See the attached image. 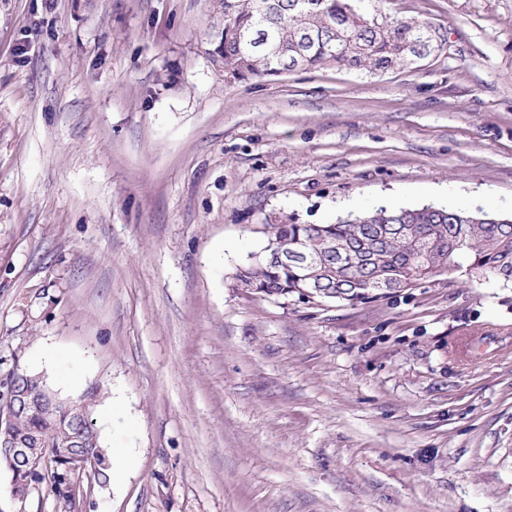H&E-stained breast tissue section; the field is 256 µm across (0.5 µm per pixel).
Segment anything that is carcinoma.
Returning a JSON list of instances; mask_svg holds the SVG:
<instances>
[{"instance_id":"obj_1","label":"carcinoma","mask_w":512,"mask_h":512,"mask_svg":"<svg viewBox=\"0 0 512 512\" xmlns=\"http://www.w3.org/2000/svg\"><path fill=\"white\" fill-rule=\"evenodd\" d=\"M219 0L224 17V74L235 80L274 75L273 52L302 70L337 69L382 75L415 65L430 55L425 37L435 31L426 20L392 19L373 23L355 0H310L313 7L297 8L298 0ZM268 240L300 249L316 261L314 288L303 281L305 272L292 264L273 265L264 260L238 270L245 288L269 297L304 295L339 299L352 305L381 297L377 282L406 291L436 277L448 282L512 283V219L473 213L464 207H380L334 224H269ZM23 388L27 404L14 397ZM69 400L59 397L35 376H11L0 392V420L10 431L28 440H43L53 456L49 467L30 471L28 459L18 457L0 466L12 469L28 484L46 483L63 512H75L80 489L63 479L64 448L81 449L95 459L91 471L98 485L109 481L110 461L97 428L87 429L68 410Z\"/></svg>"}]
</instances>
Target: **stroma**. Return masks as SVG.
<instances>
[{
  "instance_id": "obj_1",
  "label": "stroma",
  "mask_w": 512,
  "mask_h": 512,
  "mask_svg": "<svg viewBox=\"0 0 512 512\" xmlns=\"http://www.w3.org/2000/svg\"><path fill=\"white\" fill-rule=\"evenodd\" d=\"M381 77L224 76L215 0H0V383L92 386L79 512H512V287L238 285L268 224L512 217V0H386ZM0 512H61L45 484Z\"/></svg>"
}]
</instances>
